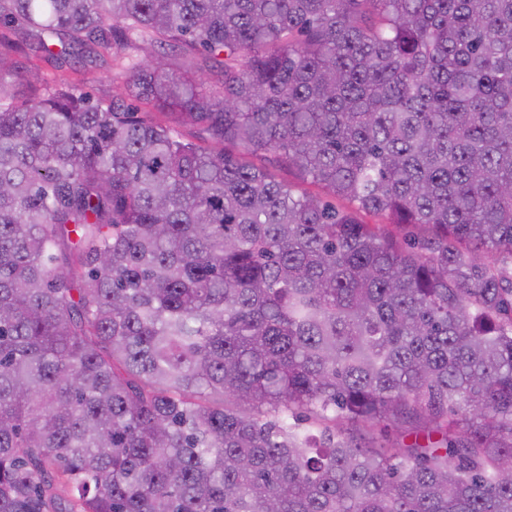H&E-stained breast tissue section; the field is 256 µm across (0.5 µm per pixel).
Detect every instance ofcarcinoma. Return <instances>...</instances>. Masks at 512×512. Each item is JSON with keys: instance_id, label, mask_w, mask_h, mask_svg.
I'll list each match as a JSON object with an SVG mask.
<instances>
[{"instance_id": "obj_1", "label": "carcinoma", "mask_w": 512, "mask_h": 512, "mask_svg": "<svg viewBox=\"0 0 512 512\" xmlns=\"http://www.w3.org/2000/svg\"><path fill=\"white\" fill-rule=\"evenodd\" d=\"M15 25L151 52L110 103L23 97L0 32V512H512V0H0ZM270 161H267V166L276 174L279 179L290 182L294 185L297 192L303 191H312L319 193L320 196L324 200H328L331 202H336L335 198L326 192L317 189L313 186H310L306 181H303L302 178L297 174V172L293 168H288L285 165H281L275 161L274 155L269 156Z\"/></svg>"}]
</instances>
